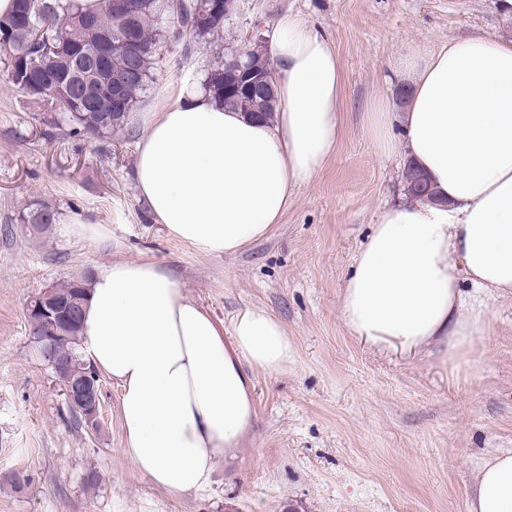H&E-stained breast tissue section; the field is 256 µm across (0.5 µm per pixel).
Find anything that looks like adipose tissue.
I'll return each mask as SVG.
<instances>
[{"label":"adipose tissue","mask_w":512,"mask_h":512,"mask_svg":"<svg viewBox=\"0 0 512 512\" xmlns=\"http://www.w3.org/2000/svg\"><path fill=\"white\" fill-rule=\"evenodd\" d=\"M278 108L252 119L180 83L146 119L138 193L167 234L204 255L266 237L293 188L321 171L341 138L342 70L329 39L303 20L269 39ZM402 111L375 99L364 128L383 156L405 153L436 197L386 208L359 251L341 314L370 345L467 360L491 300L512 297V39L476 35L392 65ZM81 348L118 386L123 451L175 494L208 483L249 431L244 366L285 371L287 327L248 307L223 328L154 261L118 260L90 284ZM467 512H512V451L478 467Z\"/></svg>","instance_id":"1"}]
</instances>
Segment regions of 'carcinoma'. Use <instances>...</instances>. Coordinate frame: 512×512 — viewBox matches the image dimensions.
<instances>
[{"label": "carcinoma", "instance_id": "cac0c4a2", "mask_svg": "<svg viewBox=\"0 0 512 512\" xmlns=\"http://www.w3.org/2000/svg\"><path fill=\"white\" fill-rule=\"evenodd\" d=\"M135 13L131 21L136 28L141 50L135 56V69L140 79L130 82L124 91L125 108L117 112L112 95L106 90L107 71L93 62H77L71 50L79 48L91 52L107 37L120 34L109 0H101L100 9L87 11L79 0H15L12 13L0 19V51L5 54L4 72L7 81L21 90L31 84L66 79L74 95L90 102L92 110L81 111L70 100L52 97V87L46 84V94L34 92L32 96L55 106L75 125L78 132L98 139H109L125 128L129 114L141 102L142 93L154 79L157 50L168 30L160 26L162 19L174 27H182L198 38L218 40L224 33V13L216 12L200 17L203 25L193 22L190 0H134ZM252 70L271 75L272 65L268 53H243ZM224 63L207 73L203 90L221 100L225 106L243 112H261L269 119L277 109V102L257 104L258 98L249 94L233 93L224 88ZM22 222L32 224L56 223V212L41 205L19 216ZM65 332L59 346L79 354L82 329L72 332L60 324L44 322L32 329L35 336H52Z\"/></svg>", "mask_w": 512, "mask_h": 512}]
</instances>
